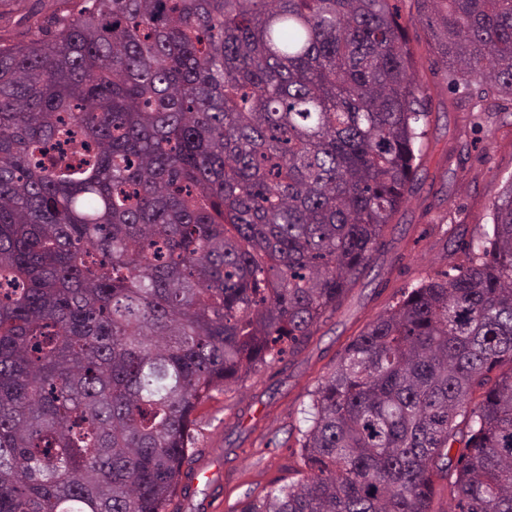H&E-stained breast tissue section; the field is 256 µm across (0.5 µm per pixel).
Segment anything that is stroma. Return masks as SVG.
Returning a JSON list of instances; mask_svg holds the SVG:
<instances>
[{"label":"stroma","instance_id":"35a3bbf8","mask_svg":"<svg viewBox=\"0 0 512 512\" xmlns=\"http://www.w3.org/2000/svg\"><path fill=\"white\" fill-rule=\"evenodd\" d=\"M47 4L0 0V34L27 44V15ZM406 36L413 69L426 90L429 149L418 190L398 216L400 261L377 260L369 277L292 360L260 367L200 407L188 464L207 473L177 496L175 512H233L245 497L294 480L301 411L343 346L399 289L460 263L463 255L450 238L478 240L492 222L494 200L512 183V112L473 111L468 95L449 93L425 26L407 24Z\"/></svg>","mask_w":512,"mask_h":512}]
</instances>
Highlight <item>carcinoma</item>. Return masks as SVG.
<instances>
[{"instance_id": "cac0c4a2", "label": "carcinoma", "mask_w": 512, "mask_h": 512, "mask_svg": "<svg viewBox=\"0 0 512 512\" xmlns=\"http://www.w3.org/2000/svg\"><path fill=\"white\" fill-rule=\"evenodd\" d=\"M512 105V0H414ZM0 35V512H170L200 405L391 246L425 88L391 0H55ZM343 348L301 478L236 512H512V183ZM462 451L453 454L455 445Z\"/></svg>"}]
</instances>
